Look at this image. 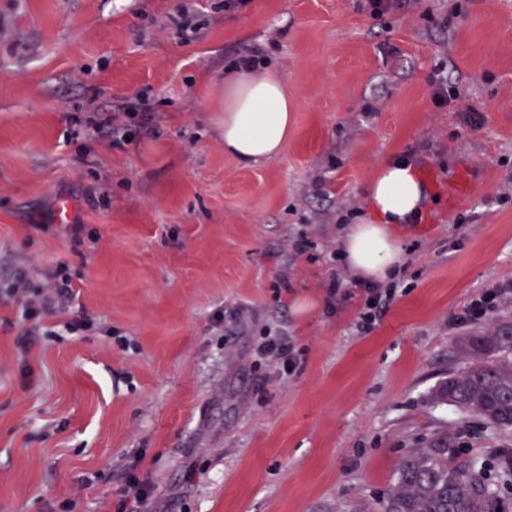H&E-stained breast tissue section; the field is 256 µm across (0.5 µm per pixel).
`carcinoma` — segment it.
Segmentation results:
<instances>
[{"instance_id": "cac0c4a2", "label": "carcinoma", "mask_w": 512, "mask_h": 512, "mask_svg": "<svg viewBox=\"0 0 512 512\" xmlns=\"http://www.w3.org/2000/svg\"><path fill=\"white\" fill-rule=\"evenodd\" d=\"M468 356L434 391L436 402L470 413L498 429L512 428V322L492 323L480 336H463ZM490 463L477 458L452 464L448 442L417 450L400 463L384 512H512L491 482Z\"/></svg>"}]
</instances>
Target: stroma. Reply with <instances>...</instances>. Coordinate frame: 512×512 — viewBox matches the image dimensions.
<instances>
[{
  "label": "stroma",
  "mask_w": 512,
  "mask_h": 512,
  "mask_svg": "<svg viewBox=\"0 0 512 512\" xmlns=\"http://www.w3.org/2000/svg\"><path fill=\"white\" fill-rule=\"evenodd\" d=\"M224 2L0 0V277L52 259L73 291L28 376L0 301V512H55L77 486L83 512H115L131 463L147 512H382L436 438L512 453V429L432 398L467 365L458 337L512 321V297L465 317L512 284V0ZM244 55L296 103L281 155L252 167L224 151ZM97 111L136 113L130 143L70 121ZM391 156L419 164L425 208L363 334L339 237ZM83 314L97 327L66 331ZM281 338L296 368L257 354ZM511 288V287H509ZM509 288H488L473 298L466 308V317L470 320L484 319L489 311L495 308Z\"/></svg>",
  "instance_id": "obj_1"
}]
</instances>
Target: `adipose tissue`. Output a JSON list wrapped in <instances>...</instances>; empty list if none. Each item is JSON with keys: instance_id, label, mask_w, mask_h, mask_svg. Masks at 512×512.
Listing matches in <instances>:
<instances>
[{"instance_id": "adipose-tissue-1", "label": "adipose tissue", "mask_w": 512, "mask_h": 512, "mask_svg": "<svg viewBox=\"0 0 512 512\" xmlns=\"http://www.w3.org/2000/svg\"><path fill=\"white\" fill-rule=\"evenodd\" d=\"M294 102L276 73L243 66L224 81V149L244 165L276 159L288 140ZM426 188L417 163L390 157L366 187L367 214L341 231V250L353 274L382 284L399 271L403 249L393 226L414 223Z\"/></svg>"}]
</instances>
